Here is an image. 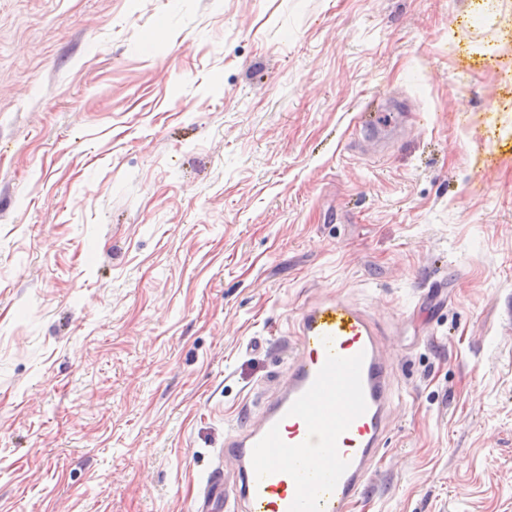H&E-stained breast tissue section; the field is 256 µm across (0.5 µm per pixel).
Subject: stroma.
Here are the masks:
<instances>
[{
  "label": "stroma",
  "mask_w": 512,
  "mask_h": 512,
  "mask_svg": "<svg viewBox=\"0 0 512 512\" xmlns=\"http://www.w3.org/2000/svg\"><path fill=\"white\" fill-rule=\"evenodd\" d=\"M0 0V512H196L302 310L383 327L354 512H512V0ZM427 113L367 146L370 100Z\"/></svg>",
  "instance_id": "stroma-1"
}]
</instances>
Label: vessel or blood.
Here are the masks:
<instances>
[{
  "label": "vessel or blood",
  "instance_id": "obj_1",
  "mask_svg": "<svg viewBox=\"0 0 512 512\" xmlns=\"http://www.w3.org/2000/svg\"><path fill=\"white\" fill-rule=\"evenodd\" d=\"M395 112H365L366 133ZM383 331L365 309L329 298L308 305L289 349L288 376L259 415L224 437L223 466L197 512H352L386 444L394 384Z\"/></svg>",
  "mask_w": 512,
  "mask_h": 512
}]
</instances>
